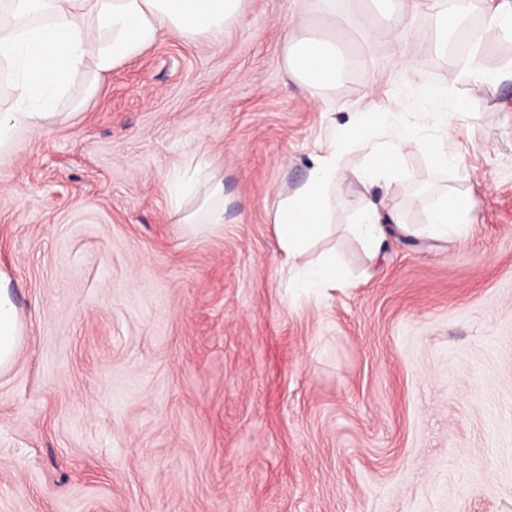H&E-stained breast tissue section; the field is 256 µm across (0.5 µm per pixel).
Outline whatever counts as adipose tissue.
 Returning <instances> with one entry per match:
<instances>
[{
    "label": "adipose tissue",
    "instance_id": "ef3b65f1",
    "mask_svg": "<svg viewBox=\"0 0 512 512\" xmlns=\"http://www.w3.org/2000/svg\"><path fill=\"white\" fill-rule=\"evenodd\" d=\"M242 0H0V66L10 77V94L0 98V150L9 148L19 132L43 128L71 86L88 73L107 74L134 59L154 44L162 32L176 29L188 36L221 39L227 21L235 18ZM354 0H309L327 29L346 17ZM326 34L287 36L291 53L289 71L307 88L330 83L345 60ZM399 111L372 109L334 132L311 161L304 182L277 199L273 224L281 251V266L292 276L294 293L311 294L348 284L335 252L306 260L310 247L330 230L336 207V186L352 179L366 193L349 232L362 244L369 264H376L392 234L426 236L435 241L458 238L471 221L469 196L440 195L423 225L402 223L386 210L384 196L403 181L405 153L413 146L425 149L435 166L458 170L461 158L448 150V87L412 82L397 97ZM425 111L432 134L409 127L405 109ZM362 149L364 158L354 167L344 164L346 154ZM381 195H373V188ZM172 205L198 192L202 198L182 222L198 235L224 222V182L215 174L187 170L167 182ZM23 338V325L9 287L0 279V370L10 366Z\"/></svg>",
    "mask_w": 512,
    "mask_h": 512
}]
</instances>
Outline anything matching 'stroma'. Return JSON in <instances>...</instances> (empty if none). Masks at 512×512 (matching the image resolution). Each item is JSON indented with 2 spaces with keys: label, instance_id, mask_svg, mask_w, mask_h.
I'll return each instance as SVG.
<instances>
[{
  "label": "stroma",
  "instance_id": "obj_1",
  "mask_svg": "<svg viewBox=\"0 0 512 512\" xmlns=\"http://www.w3.org/2000/svg\"><path fill=\"white\" fill-rule=\"evenodd\" d=\"M438 16L410 9L308 89L288 71L293 0H242L223 40L166 31L135 59L76 85L59 114L0 155V277L24 328L0 372V512H512V79L477 86ZM422 73L451 84L448 149L461 171L409 148L389 210L422 224L469 195L464 240L388 239L368 266L343 182L335 249L355 281L291 299L272 224L333 126L394 108ZM214 160L224 225L192 237L174 172Z\"/></svg>",
  "mask_w": 512,
  "mask_h": 512
}]
</instances>
